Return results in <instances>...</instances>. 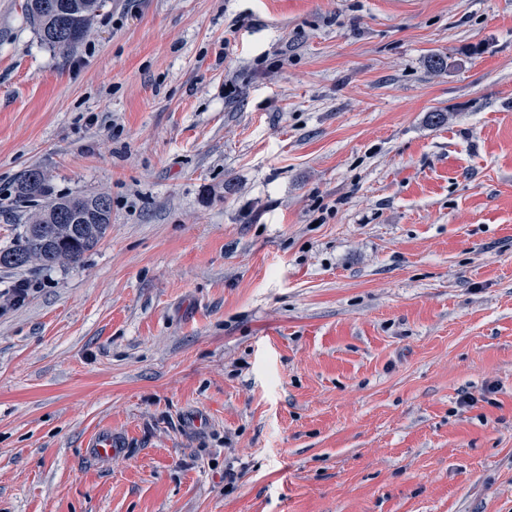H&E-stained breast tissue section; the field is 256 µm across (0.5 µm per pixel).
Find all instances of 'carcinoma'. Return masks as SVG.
I'll use <instances>...</instances> for the list:
<instances>
[{
    "instance_id": "1",
    "label": "carcinoma",
    "mask_w": 512,
    "mask_h": 512,
    "mask_svg": "<svg viewBox=\"0 0 512 512\" xmlns=\"http://www.w3.org/2000/svg\"><path fill=\"white\" fill-rule=\"evenodd\" d=\"M105 0H26L25 10L41 44L67 52L88 35ZM23 198L42 199L16 244L0 251V265L19 269L79 261L98 244L111 224V200L104 194L52 196L38 168L25 170L18 184Z\"/></svg>"
}]
</instances>
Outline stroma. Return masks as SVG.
Instances as JSON below:
<instances>
[{
	"instance_id": "35a3bbf8",
	"label": "stroma",
	"mask_w": 512,
	"mask_h": 512,
	"mask_svg": "<svg viewBox=\"0 0 512 512\" xmlns=\"http://www.w3.org/2000/svg\"><path fill=\"white\" fill-rule=\"evenodd\" d=\"M24 3L0 249L32 167L112 217L0 267V512H512V0ZM105 0H27L25 10L41 44L67 52L88 35ZM120 448L112 438V431H104L99 433L94 439L87 445L88 453L96 458L106 459L115 455Z\"/></svg>"
}]
</instances>
